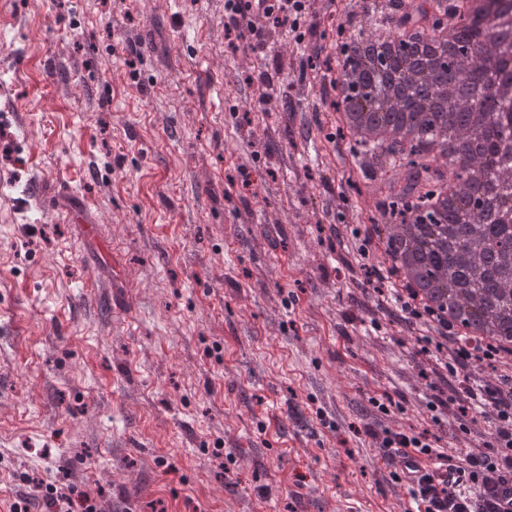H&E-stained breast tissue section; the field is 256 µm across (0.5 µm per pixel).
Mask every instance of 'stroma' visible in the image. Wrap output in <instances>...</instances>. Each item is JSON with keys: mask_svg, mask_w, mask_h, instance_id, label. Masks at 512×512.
<instances>
[{"mask_svg": "<svg viewBox=\"0 0 512 512\" xmlns=\"http://www.w3.org/2000/svg\"><path fill=\"white\" fill-rule=\"evenodd\" d=\"M355 8L246 54L224 0H0V512L23 473L102 512H409L371 431L489 440L428 409L441 365L353 237Z\"/></svg>", "mask_w": 512, "mask_h": 512, "instance_id": "stroma-1", "label": "stroma"}]
</instances>
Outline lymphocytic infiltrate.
Masks as SVG:
<instances>
[{
    "mask_svg": "<svg viewBox=\"0 0 512 512\" xmlns=\"http://www.w3.org/2000/svg\"><path fill=\"white\" fill-rule=\"evenodd\" d=\"M390 302L402 312L406 323L432 326V334L419 337L422 353L436 351L451 379L457 380L460 401L493 424L484 451L459 450L448 455L432 448L425 436L391 430L373 433L381 457L395 481L406 482L414 512H498L495 500L500 486L512 481V372L501 371L496 381L477 383L467 374L475 365L498 359V351L476 340L459 339L447 321L435 319L420 307L409 288L394 287ZM430 461L431 473L409 480L405 458ZM29 490L18 494L11 512H30L33 500H41L44 512H101V504L90 492L75 486H57L29 479Z\"/></svg>",
    "mask_w": 512,
    "mask_h": 512,
    "instance_id": "1",
    "label": "lymphocytic infiltrate"
}]
</instances>
